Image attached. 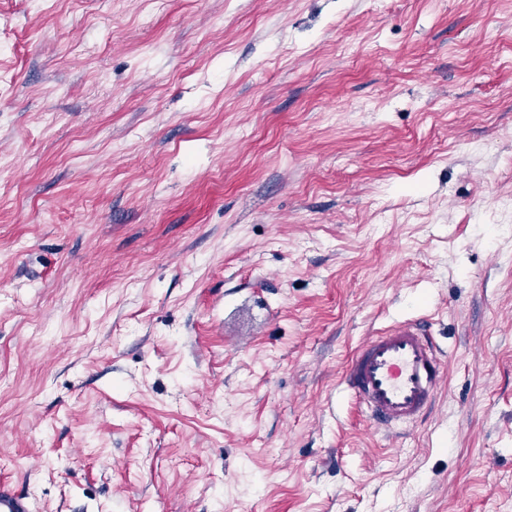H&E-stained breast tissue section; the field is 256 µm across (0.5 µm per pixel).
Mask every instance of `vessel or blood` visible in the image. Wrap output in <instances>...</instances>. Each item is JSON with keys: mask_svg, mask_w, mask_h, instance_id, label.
<instances>
[{"mask_svg": "<svg viewBox=\"0 0 512 512\" xmlns=\"http://www.w3.org/2000/svg\"><path fill=\"white\" fill-rule=\"evenodd\" d=\"M445 377L442 351L424 323L397 322L354 351L342 383L377 431L406 430L430 413ZM0 512H32L28 496L0 481Z\"/></svg>", "mask_w": 512, "mask_h": 512, "instance_id": "obj_1", "label": "vessel or blood"}]
</instances>
